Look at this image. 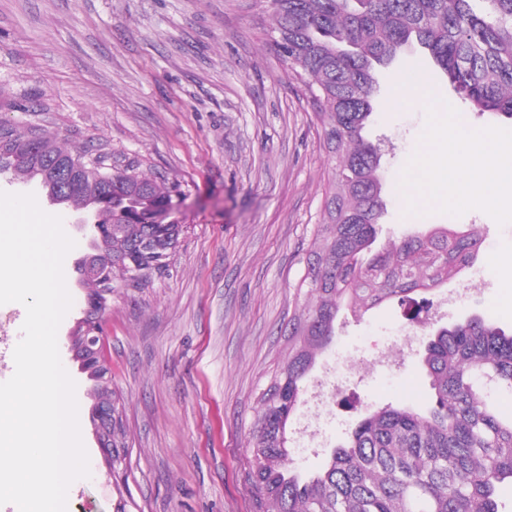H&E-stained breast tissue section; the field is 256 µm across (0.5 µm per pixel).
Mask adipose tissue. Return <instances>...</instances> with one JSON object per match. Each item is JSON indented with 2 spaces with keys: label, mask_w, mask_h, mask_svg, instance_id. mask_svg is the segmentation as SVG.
I'll return each instance as SVG.
<instances>
[{
  "label": "adipose tissue",
  "mask_w": 512,
  "mask_h": 512,
  "mask_svg": "<svg viewBox=\"0 0 512 512\" xmlns=\"http://www.w3.org/2000/svg\"><path fill=\"white\" fill-rule=\"evenodd\" d=\"M442 174L452 180L463 178L475 199L487 202L496 201L500 188L512 189V164L492 160L483 134L470 127L438 129L431 141L424 144L406 179L408 210L416 213L427 205L428 198L420 186Z\"/></svg>",
  "instance_id": "ef3b65f1"
}]
</instances>
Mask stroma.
<instances>
[{
    "label": "stroma",
    "instance_id": "1",
    "mask_svg": "<svg viewBox=\"0 0 512 512\" xmlns=\"http://www.w3.org/2000/svg\"><path fill=\"white\" fill-rule=\"evenodd\" d=\"M270 13L268 0H0V120L118 167L137 163L174 187L172 217L183 226L163 272L112 292L105 356L128 448L110 472L92 430V383L69 341L86 304L76 262L90 239L75 212L51 204L37 182L0 175V191L35 194L76 242L63 264L73 303L57 340L76 383L90 475L71 484L67 512H251L248 439L259 397L288 355V323L307 299L299 284L336 167L316 105L275 47ZM427 73L426 60L410 56L379 76L367 129L384 154L388 214L378 245L425 224L475 232L482 246L472 266L414 293L435 309L417 332L472 314L510 327L512 297L498 273L512 252V219L473 200L407 213L403 178L440 113L484 131L504 162L512 160V119L450 100L440 75L430 99L401 96ZM459 288L460 302L441 306ZM407 312L394 300L341 311L288 424L297 472L318 471L362 408L430 403L419 342L389 371L350 372L318 435L299 433L314 388L338 361L405 328Z\"/></svg>",
    "mask_w": 512,
    "mask_h": 512
}]
</instances>
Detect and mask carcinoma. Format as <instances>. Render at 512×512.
<instances>
[{"label": "carcinoma", "instance_id": "cac0c4a2", "mask_svg": "<svg viewBox=\"0 0 512 512\" xmlns=\"http://www.w3.org/2000/svg\"><path fill=\"white\" fill-rule=\"evenodd\" d=\"M271 0L274 42L288 69L308 87L324 141L336 157L333 191L300 287L312 298L288 323V359L259 400L249 439L247 481L254 512H499L498 486L512 483V415L500 414L478 382L488 375L512 390V331L472 315L432 331L424 364L433 404L366 409L323 471L307 480L294 473L288 423L304 379L332 341L347 303L410 299L436 288L474 259L481 241L452 228L421 231L375 250L385 214L382 153L366 128L374 109L376 72L402 49L419 47L448 79L454 94L479 112L512 119V0ZM35 135L42 155L63 159L81 173L67 192L43 177L42 166L17 168L8 144ZM38 180L50 198L96 215L90 254L97 275L90 294L112 280L129 285L112 259L134 256L156 240L175 254L182 228L155 223L171 203L163 183L130 168H112L83 150L61 147L46 133L0 121V174ZM112 447L125 431L112 407Z\"/></svg>", "mask_w": 512, "mask_h": 512}]
</instances>
